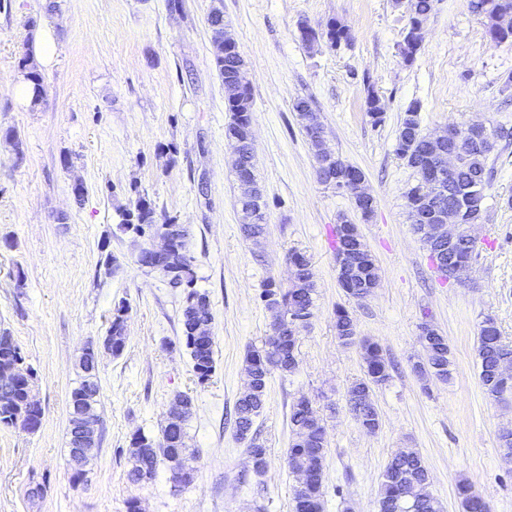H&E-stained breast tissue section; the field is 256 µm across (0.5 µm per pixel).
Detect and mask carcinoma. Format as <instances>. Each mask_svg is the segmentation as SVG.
I'll return each instance as SVG.
<instances>
[{
	"label": "carcinoma",
	"instance_id": "cac0c4a2",
	"mask_svg": "<svg viewBox=\"0 0 512 512\" xmlns=\"http://www.w3.org/2000/svg\"><path fill=\"white\" fill-rule=\"evenodd\" d=\"M434 0H407L409 16L408 27L429 20L434 11ZM472 13L479 16L490 40L503 43L512 42V27L504 29L500 20L512 19V0H469ZM208 23L213 34L215 63L224 84L242 83L246 88L234 97L226 98V109L231 112L224 136L233 152V165L236 175L241 177L245 171L254 170V143L251 130L252 90L246 76L245 62L236 49L224 47V12L220 7L212 9ZM326 44L335 48L341 42L350 39L349 29L335 19L326 24L323 34ZM18 66L27 79L34 84L35 101L42 100L43 76L38 70L30 47H25ZM302 128L307 136L317 163H322L324 150L323 136L316 134L322 128L319 114L310 102L298 99L293 103ZM420 105L408 106L397 133L395 153L411 168L419 164L433 165L437 162L435 149L428 142L419 120ZM512 134L504 128L494 130L493 140L478 143L461 140L457 149L459 162L446 178L447 194L433 198L444 206L453 204L458 194L466 191L464 209L468 224H481L484 219L486 192L491 187L492 168L488 159L494 152L497 142L508 140ZM319 178L326 185L336 181L350 184L356 177L354 166L341 158H336L329 171L318 167ZM420 185L409 188L405 194L409 217L414 210L426 209L430 205L428 197L419 192ZM241 208H251L258 212L256 222L243 225L246 237L258 240L265 232V212L268 204L258 186L244 190L239 198ZM121 222L117 229L140 237L150 244L151 237L166 227L176 226V221L167 216L157 215L152 203L144 196L138 197L131 209L121 212ZM289 261L298 267L297 280L290 287L282 288L275 281L267 282L259 294V300L266 309L275 310L285 317L272 327V335L257 349H251L246 355L248 386L235 405L234 425L239 439L247 442V450L256 472L261 473L267 467L266 448L254 430L256 419L261 415L266 401L267 386L272 375L292 373L297 367L296 330L308 323L314 308V273L310 259L302 253H293ZM168 274L167 284L179 288L184 293V305L181 312L183 345L193 363L197 381L204 384L210 380L215 370L214 336H197L196 329L201 325H210L214 320L209 296L196 288V275L192 257L187 244L183 243L165 258ZM379 279L378 268L366 245H361L353 262V274L344 280L346 294L357 300L366 291V287ZM336 337L344 345L356 343L355 331L349 313L339 307L335 311ZM127 318L125 305L120 302L112 310L109 328L105 340L112 342V355L119 356L126 346ZM425 350L424 361L415 363L414 370L425 380L446 381L451 375V350L448 339L433 333L420 338ZM362 358L365 364L364 374L354 381L348 389L347 405L355 421L369 433L379 429V415L373 400L374 388L384 384L390 378L389 363L379 346L369 340L361 342ZM476 353L480 363L479 381L484 393L497 398L504 391H512V375L503 376L497 370L499 360L504 356L512 357V345L501 338V333L493 318L482 322L477 336ZM18 365L22 375L11 386L8 398L0 401V426L20 427L34 431L42 422L43 411L32 406L27 395L33 388L35 378L32 369L25 365V355L17 345L7 347L0 344V373L9 371ZM82 370L79 384L72 390L79 396L71 406L69 445H75L76 422L84 416L98 417L100 385L96 368L90 366L87 355L79 362ZM174 403H182L185 409L177 411L170 408L161 434L153 438L144 433L133 435L126 449L129 469L127 478L134 484L150 481L160 462L172 463L177 457H186L196 450L189 448L186 442V425L193 413V400L190 396L179 394ZM289 421L293 432V441L287 451L289 469L308 471L324 470L326 457V439L324 427L318 412L310 406L308 399L301 397L290 407ZM429 472L424 460L413 450L397 451L388 460L382 475V492L378 512H443L441 502L428 490ZM460 502L468 512H491V506L485 497L470 483L461 481L457 485ZM323 481L311 480L302 486H294L292 491V512H323Z\"/></svg>",
	"mask_w": 512,
	"mask_h": 512
}]
</instances>
